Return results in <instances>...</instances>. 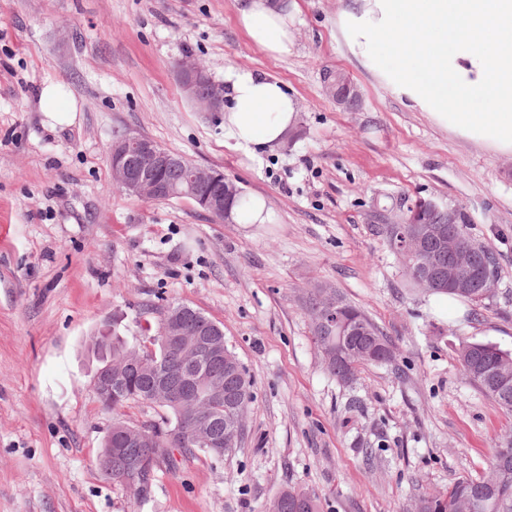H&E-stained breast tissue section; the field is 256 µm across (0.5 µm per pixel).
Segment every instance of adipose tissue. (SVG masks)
I'll use <instances>...</instances> for the list:
<instances>
[{
	"mask_svg": "<svg viewBox=\"0 0 512 512\" xmlns=\"http://www.w3.org/2000/svg\"><path fill=\"white\" fill-rule=\"evenodd\" d=\"M288 0H242L238 23L275 58L292 54ZM336 25L352 56L437 127L512 154V0H342ZM224 138L246 154L283 145L298 108L283 83L224 71Z\"/></svg>",
	"mask_w": 512,
	"mask_h": 512,
	"instance_id": "1",
	"label": "adipose tissue"
}]
</instances>
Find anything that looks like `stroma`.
<instances>
[{"instance_id": "35a3bbf8", "label": "stroma", "mask_w": 512, "mask_h": 512, "mask_svg": "<svg viewBox=\"0 0 512 512\" xmlns=\"http://www.w3.org/2000/svg\"><path fill=\"white\" fill-rule=\"evenodd\" d=\"M295 48L275 58L237 21L240 0H0V512H265L292 487L320 512H415L419 496L480 474L512 412L465 377L459 342L512 350V155L494 153L393 97L337 35L341 0H295ZM216 84L230 66L282 81L299 105L281 148L245 156L175 76L183 58ZM344 72L360 107L325 92ZM56 83L59 123L39 95ZM141 135L262 196L263 224L218 222L186 199L116 188L110 152ZM461 206L499 260L481 304L407 292L374 230L393 198ZM315 288L361 308L395 362L328 375L304 305ZM194 307L224 328L252 381L240 443L158 468L148 501L106 478L112 426L89 345L129 343L145 312Z\"/></svg>"}]
</instances>
